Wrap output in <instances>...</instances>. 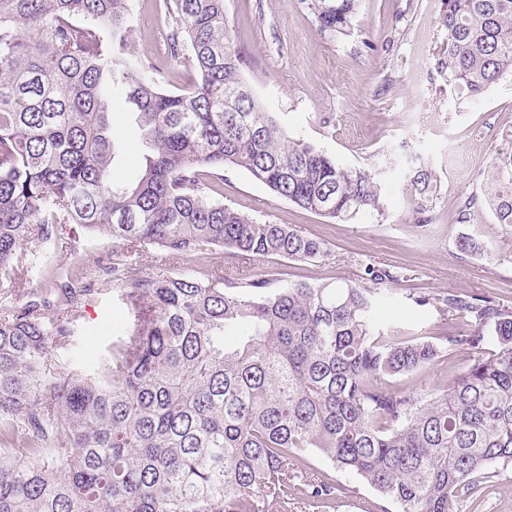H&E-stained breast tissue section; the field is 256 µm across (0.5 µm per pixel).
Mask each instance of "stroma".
Listing matches in <instances>:
<instances>
[{"instance_id": "stroma-1", "label": "stroma", "mask_w": 512, "mask_h": 512, "mask_svg": "<svg viewBox=\"0 0 512 512\" xmlns=\"http://www.w3.org/2000/svg\"><path fill=\"white\" fill-rule=\"evenodd\" d=\"M163 0H133L141 56L163 59L171 19ZM444 0H357L347 35L320 31L311 0H224L245 65L243 76L258 100L275 112L293 137L312 142L350 168L368 171L381 183V212L333 222L274 196L241 170L224 173V202L259 220L287 224L325 242L327 258L294 262L231 257L215 249L190 255L186 266L207 270L235 265L277 272L282 281L351 282L365 265H386L399 274L387 320L418 336H440L463 326V318L413 297L440 291L475 293L512 307V231L491 212L476 211L458 223L463 202L480 193L487 161L512 149V76L481 96L460 94L438 64L445 34L438 21ZM429 170L437 185L431 221L418 227L408 192L417 168ZM488 242L493 254L475 258L455 247L459 235ZM113 249L82 239L73 248L34 249L36 265L83 260L88 278ZM135 314L115 293L92 300L79 319V336L67 359L71 368L88 365L93 352L112 339Z\"/></svg>"}]
</instances>
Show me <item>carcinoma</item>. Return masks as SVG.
<instances>
[{
  "label": "carcinoma",
  "mask_w": 512,
  "mask_h": 512,
  "mask_svg": "<svg viewBox=\"0 0 512 512\" xmlns=\"http://www.w3.org/2000/svg\"><path fill=\"white\" fill-rule=\"evenodd\" d=\"M356 0H314L319 30L343 33ZM448 84L478 97L512 75V0H444ZM163 61L140 57L132 0H0V271L30 264L57 228L122 245L105 285L150 314L70 370L94 291L80 267L42 270L43 291L0 316V512H259L275 500L330 512L346 486L311 478L310 452L396 505L477 512L512 463V308L476 294L417 296L468 329L416 336L380 317L399 275L368 264L359 282H290L266 271L144 272L129 254L172 262L229 255L305 262L324 243L224 205V169L331 221L380 211L372 175L289 136L242 76L224 0H174ZM196 79L162 87L166 67ZM127 104L143 145L134 183L112 181L110 115ZM424 221L431 172L411 179ZM489 209L512 227V152L484 169L458 222ZM459 252L490 253L465 235ZM60 300L67 316L48 313ZM496 351H487V345ZM468 364L446 389L400 386L454 352Z\"/></svg>",
  "instance_id": "1"
}]
</instances>
